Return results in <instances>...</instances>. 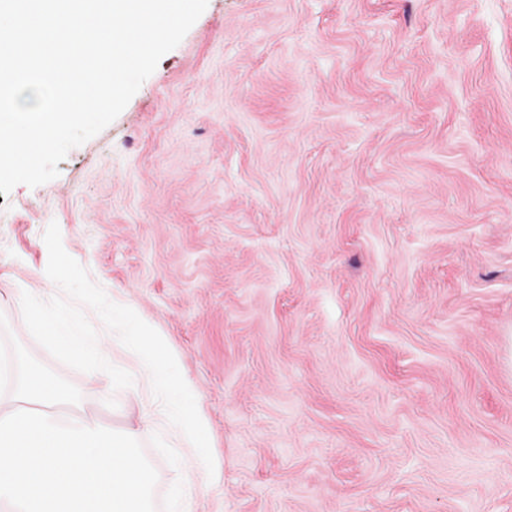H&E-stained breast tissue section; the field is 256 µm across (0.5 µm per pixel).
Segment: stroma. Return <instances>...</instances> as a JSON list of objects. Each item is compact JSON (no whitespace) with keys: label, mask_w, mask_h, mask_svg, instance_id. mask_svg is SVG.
<instances>
[{"label":"stroma","mask_w":512,"mask_h":512,"mask_svg":"<svg viewBox=\"0 0 512 512\" xmlns=\"http://www.w3.org/2000/svg\"><path fill=\"white\" fill-rule=\"evenodd\" d=\"M57 178L0 194V313L158 512H512V0H209ZM162 336L215 474L141 359L57 361L43 234Z\"/></svg>","instance_id":"stroma-1"}]
</instances>
